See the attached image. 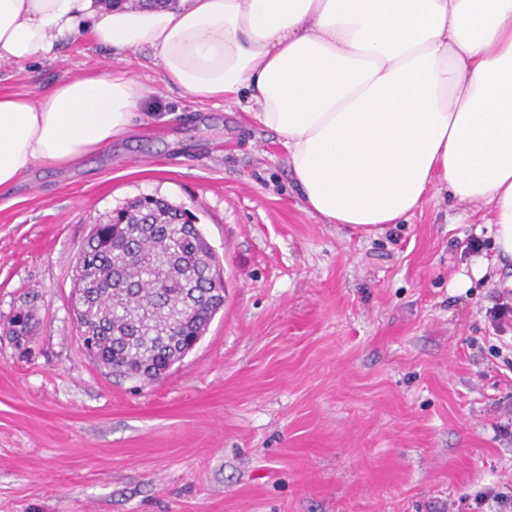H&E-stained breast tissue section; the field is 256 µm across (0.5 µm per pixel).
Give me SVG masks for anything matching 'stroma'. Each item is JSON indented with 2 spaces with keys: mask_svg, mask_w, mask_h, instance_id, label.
Wrapping results in <instances>:
<instances>
[{
  "mask_svg": "<svg viewBox=\"0 0 512 512\" xmlns=\"http://www.w3.org/2000/svg\"><path fill=\"white\" fill-rule=\"evenodd\" d=\"M112 72L148 90L130 130L0 192V512H469L485 487L512 494V371L486 317L512 272L454 286L469 237L494 253L485 207L443 189L402 224L327 223L241 105L86 34L0 64V93ZM142 196L194 215L224 276L206 334L156 381L91 359L70 304L93 224Z\"/></svg>",
  "mask_w": 512,
  "mask_h": 512,
  "instance_id": "stroma-1",
  "label": "stroma"
}]
</instances>
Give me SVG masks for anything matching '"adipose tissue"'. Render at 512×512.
Returning <instances> with one entry per match:
<instances>
[{
    "mask_svg": "<svg viewBox=\"0 0 512 512\" xmlns=\"http://www.w3.org/2000/svg\"><path fill=\"white\" fill-rule=\"evenodd\" d=\"M85 33L151 51L197 102L247 100L311 214L400 224L441 186L487 207L495 258L512 260V0H0V62ZM146 95L126 73L0 95V188L108 146Z\"/></svg>",
    "mask_w": 512,
    "mask_h": 512,
    "instance_id": "1",
    "label": "adipose tissue"
}]
</instances>
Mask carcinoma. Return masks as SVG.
Masks as SVG:
<instances>
[{
    "label": "carcinoma",
    "instance_id": "carcinoma-1",
    "mask_svg": "<svg viewBox=\"0 0 512 512\" xmlns=\"http://www.w3.org/2000/svg\"><path fill=\"white\" fill-rule=\"evenodd\" d=\"M182 207L143 196L95 225L83 249L93 280L74 313L93 359L124 377L157 380L192 349L221 309L201 287L218 261Z\"/></svg>",
    "mask_w": 512,
    "mask_h": 512
}]
</instances>
